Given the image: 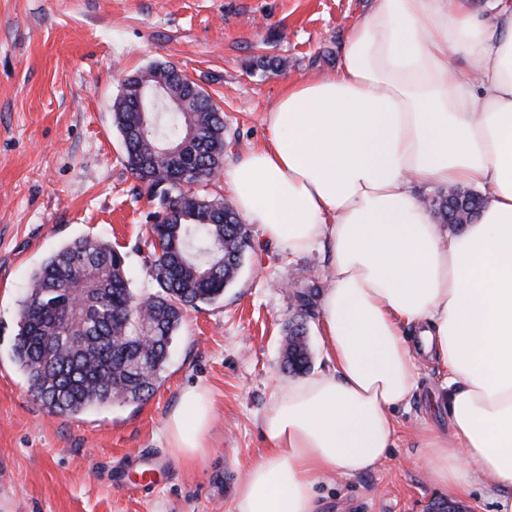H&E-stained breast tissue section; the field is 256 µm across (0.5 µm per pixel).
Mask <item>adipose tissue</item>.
Masks as SVG:
<instances>
[{"label": "adipose tissue", "instance_id": "ef3b65f1", "mask_svg": "<svg viewBox=\"0 0 512 512\" xmlns=\"http://www.w3.org/2000/svg\"><path fill=\"white\" fill-rule=\"evenodd\" d=\"M493 7L487 22L470 0H372L339 67L288 84L267 143L225 170L245 223L329 258L330 367L275 382L231 512H319L323 480L374 470L423 354L445 373L450 424L420 429L430 481L482 486L512 512V0ZM468 185L480 217L443 231L418 188ZM211 414L207 390L183 391L164 426L177 457H207Z\"/></svg>", "mask_w": 512, "mask_h": 512}]
</instances>
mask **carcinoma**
<instances>
[{
    "label": "carcinoma",
    "mask_w": 512,
    "mask_h": 512,
    "mask_svg": "<svg viewBox=\"0 0 512 512\" xmlns=\"http://www.w3.org/2000/svg\"><path fill=\"white\" fill-rule=\"evenodd\" d=\"M163 83L183 108H161L144 127L136 112L139 86ZM127 164L157 201L150 214V277L157 292L139 297L125 274V256L105 241L76 238L32 273L21 301L13 359L27 391L53 416H72L113 401L151 396L167 349L189 308L224 297L237 277L250 232L223 199L190 186L207 184L224 166V113L176 67L159 65L124 81L113 104ZM483 197L432 200L443 224L457 207ZM304 323L288 326L283 369L310 368Z\"/></svg>",
    "instance_id": "1"
}]
</instances>
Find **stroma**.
<instances>
[{
	"mask_svg": "<svg viewBox=\"0 0 512 512\" xmlns=\"http://www.w3.org/2000/svg\"><path fill=\"white\" fill-rule=\"evenodd\" d=\"M371 0H0V512H228L264 446L258 416L282 378L294 293L306 312L311 369L326 370L318 302L328 258L294 257L251 228V248L223 299L188 309L154 394L52 417L12 360L33 271L69 241L104 239L125 255L139 295L153 293L147 216L155 207L112 124L123 79L156 62L183 70L223 109L225 161L263 146L267 112L287 83L334 71ZM283 57L275 75L251 70ZM419 389L396 410L397 438L374 470L318 488L322 512H427L448 491L426 476L422 423L448 429L444 377L420 358ZM207 387L210 453L171 469L144 496L117 492L108 469L166 453L164 423L185 388Z\"/></svg>",
	"mask_w": 512,
	"mask_h": 512,
	"instance_id": "35a3bbf8",
	"label": "stroma"
}]
</instances>
